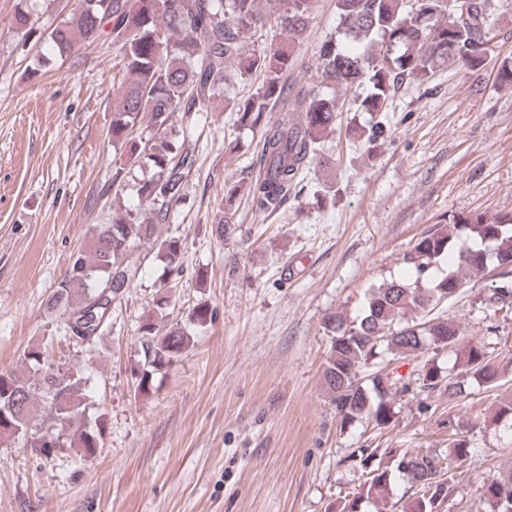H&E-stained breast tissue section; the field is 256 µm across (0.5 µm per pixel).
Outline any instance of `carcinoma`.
Here are the masks:
<instances>
[{"mask_svg": "<svg viewBox=\"0 0 512 512\" xmlns=\"http://www.w3.org/2000/svg\"><path fill=\"white\" fill-rule=\"evenodd\" d=\"M259 2L78 0L76 9L47 36L63 58L77 40L93 42L105 25L112 24L125 71L115 89L112 144L124 147L127 158L152 170L139 182L140 207L125 210L94 231L90 242L71 256L66 275L47 302L76 341L89 345L108 328L110 302H96L106 288H112V300L121 299L138 277L134 240L155 243L167 270L182 268L181 237H156L158 225L183 201V184L193 163L190 149L170 138L175 113L191 122L214 111L215 99L222 96L241 126L259 131L263 177L250 183L247 196L262 213L288 201L299 175L317 160L321 142L335 130L336 94L283 80L296 65L295 47L310 23L312 0H278L277 27L288 40L257 52L248 40L268 24ZM498 2L464 0L463 17L448 12V0H336L342 38L319 47L315 74L335 87L367 83L369 92L358 109L382 112L402 86L426 81L441 65L481 68L500 17ZM25 4L18 0L15 9L23 44L36 34ZM230 65L242 78L256 72L264 75L262 84L244 100L226 95ZM290 112L299 113L300 119L290 118ZM145 121L152 135L141 147L133 132ZM442 260L448 262V270L435 277L432 270ZM401 262L409 277L371 289L359 316L328 317L326 329L332 337L323 375L346 420L367 412L376 425L385 427L392 419L391 400L412 387L453 399L465 391L468 378L491 388L499 381V366L477 345L466 347L462 370L455 375L424 367L386 384L377 379V372L430 346L460 342L459 326L433 316V310L455 299L467 287L469 274L490 280L512 275V215L489 219L478 214L436 224L402 254ZM480 303L493 311L507 307L512 304V288L491 284L482 290ZM166 306L167 297L162 295L137 328L144 358L133 365L131 375L140 393L149 392L154 375L193 344L187 329L166 324ZM24 363L33 371L28 378L0 374V410L18 391L27 392L28 399L25 410L0 415V439L38 449L48 458L43 442L48 436L57 448H70L85 459L94 456L104 420L99 416L95 424L87 423L80 369L73 366L52 376L40 351L25 353ZM58 392L75 412L53 406ZM448 448L444 457L393 448L384 463L376 453L361 450L358 466L363 481L352 497L336 502L334 512H360L362 502L386 499L395 472L411 481L406 512H438L445 500L442 493H450L448 485L471 458L466 440L454 433L448 434ZM484 499L493 512L512 507V470L485 485Z\"/></svg>", "mask_w": 512, "mask_h": 512, "instance_id": "cac0c4a2", "label": "carcinoma"}]
</instances>
